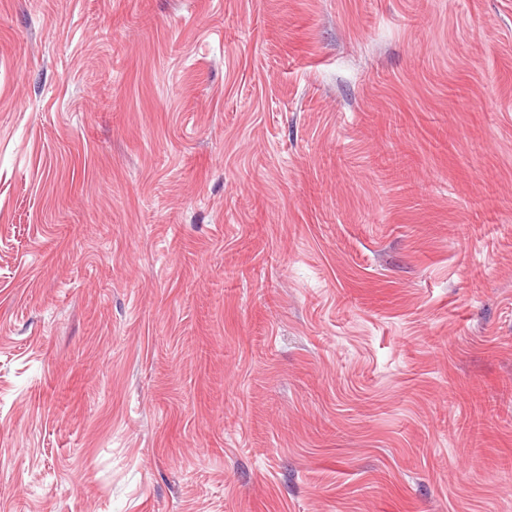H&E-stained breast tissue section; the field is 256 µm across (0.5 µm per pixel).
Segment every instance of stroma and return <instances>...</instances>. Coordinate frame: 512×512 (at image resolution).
Here are the masks:
<instances>
[{
	"label": "stroma",
	"mask_w": 512,
	"mask_h": 512,
	"mask_svg": "<svg viewBox=\"0 0 512 512\" xmlns=\"http://www.w3.org/2000/svg\"><path fill=\"white\" fill-rule=\"evenodd\" d=\"M510 457L512 0H0V512H512Z\"/></svg>",
	"instance_id": "obj_1"
}]
</instances>
